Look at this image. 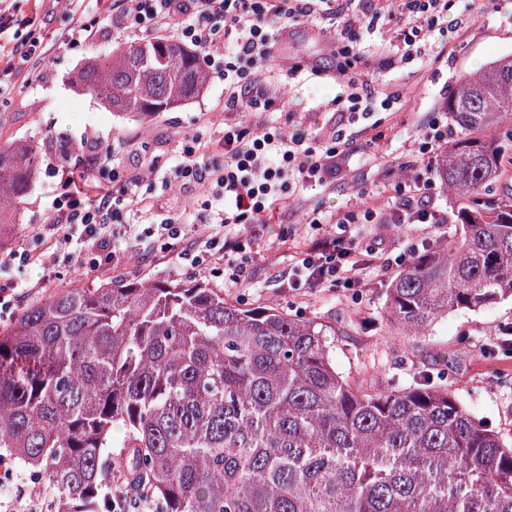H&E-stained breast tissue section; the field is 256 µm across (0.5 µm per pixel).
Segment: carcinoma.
Instances as JSON below:
<instances>
[{
	"label": "carcinoma",
	"instance_id": "carcinoma-1",
	"mask_svg": "<svg viewBox=\"0 0 512 512\" xmlns=\"http://www.w3.org/2000/svg\"><path fill=\"white\" fill-rule=\"evenodd\" d=\"M201 53L165 38L89 58L77 92L125 115L171 112L205 89ZM457 134L438 179L462 232L385 289L386 323L415 336L456 310L512 297V54L460 78ZM41 148L0 144V235L31 189ZM336 325L242 306L203 282L107 278L57 288L0 329V458L63 492L64 512H112V429L127 478L161 512H512V440L442 379L354 383L336 370Z\"/></svg>",
	"mask_w": 512,
	"mask_h": 512
}]
</instances>
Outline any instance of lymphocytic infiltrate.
Returning <instances> with one entry per match:
<instances>
[{
  "instance_id": "1",
  "label": "lymphocytic infiltrate",
  "mask_w": 512,
  "mask_h": 512,
  "mask_svg": "<svg viewBox=\"0 0 512 512\" xmlns=\"http://www.w3.org/2000/svg\"><path fill=\"white\" fill-rule=\"evenodd\" d=\"M100 9L108 28L122 36L136 33L154 38L169 32L171 39L203 52L207 68L224 80V109L228 112H281L284 99L269 90L265 72L279 38L269 21L278 16L284 25L304 18L329 16L340 20L341 38L336 46V79L342 93L335 102L346 111H356L371 101L375 92L357 73L364 54L365 32L379 23L395 21L390 45L402 63L423 61V47L429 37L442 31L452 6L470 11V0H400L397 11H388L383 0H90ZM30 21L18 16L6 0H0V95L8 91L22 64L40 49V40L22 38ZM341 136H331L318 146L287 137L275 125L262 133L251 132L240 121H227L224 135L211 144L185 136L178 155L159 154L148 162L153 176L162 184L177 183L190 189H204L206 214L196 220L186 214L156 227L160 235L178 238L185 227L196 229V237L185 251V259L203 263L205 255L223 246L226 262L224 281L241 284L243 267L232 258L245 253V229L261 223L278 201L287 200L295 186H324L339 168ZM88 168L106 169L111 175L107 187L87 182L84 173L67 171L62 176L65 190L53 201L52 221L68 225L82 245L106 256L135 237V221L148 205L139 173L115 163L110 156L95 153ZM435 183L421 170L399 182L392 207L391 224H437L441 218L433 204ZM378 221L375 209L347 210L337 214L316 213L310 220L312 233L300 258L288 273V287L345 288L361 297L365 280L350 257L359 244L353 227ZM333 224L336 234L322 233ZM239 226L236 234L227 233Z\"/></svg>"
}]
</instances>
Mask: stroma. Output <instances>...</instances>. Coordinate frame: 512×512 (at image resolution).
<instances>
[{
	"mask_svg": "<svg viewBox=\"0 0 512 512\" xmlns=\"http://www.w3.org/2000/svg\"><path fill=\"white\" fill-rule=\"evenodd\" d=\"M24 15L34 17L33 31L50 51L32 58L10 91L0 95V142L28 140L42 154L28 196L16 206V222L0 249L21 252V259L0 266V289H9L13 315L47 296L53 289L80 281L92 284L108 277L146 282L165 277L175 282L204 281L223 289L225 298L243 305H275L291 315L335 323L332 339L336 368L349 379L375 386L404 384L417 371L449 369V381L462 403L477 418L502 432L512 431V352L499 345L504 327L512 326V299L482 311H457L430 333L391 336L385 323V289L396 271L391 263L408 244L419 240L440 244L458 235L452 222L455 200L444 187L435 190L434 203L445 221L432 226L416 224H360L364 242L374 244L373 261L363 271L368 283L361 301L348 291L325 288H285L288 266L299 257L307 239L313 212L337 213L348 209H382L394 202V185L409 170L414 142L440 111L459 79L496 57L512 52V0H474L471 19L442 35H434L423 66L381 68L378 57H366L359 70L375 89L397 94L388 111L369 117L351 115L334 106L341 92L332 71L339 27L330 21L307 19L293 26L279 41L275 61L287 66L298 60L318 62L327 74L319 84L305 77L271 88L288 106L274 119L288 135L309 142L342 131L348 143L335 179L324 187H304L290 198L278 219L251 228L246 251V280L236 288L224 285V256L213 253L201 267L181 257L190 236L147 238L124 246L117 266L92 264L79 242H64L50 230L51 207L61 193L62 174L82 169L86 155L97 149L111 152L115 162L147 175L153 154H177L184 136L217 141L228 118L224 110V82L209 76L204 95L173 112L131 121L103 108L91 96L72 89L70 78L90 56L106 54L122 45V38L102 30L89 45H64L70 22L56 0H20ZM70 143L68 156L49 147V139ZM152 205L141 215L142 224L178 216L200 206L202 191L187 192L178 185L157 187ZM61 494L33 469L5 462L0 465V512H59Z\"/></svg>",
	"mask_w": 512,
	"mask_h": 512,
	"instance_id": "obj_1",
	"label": "stroma"
}]
</instances>
